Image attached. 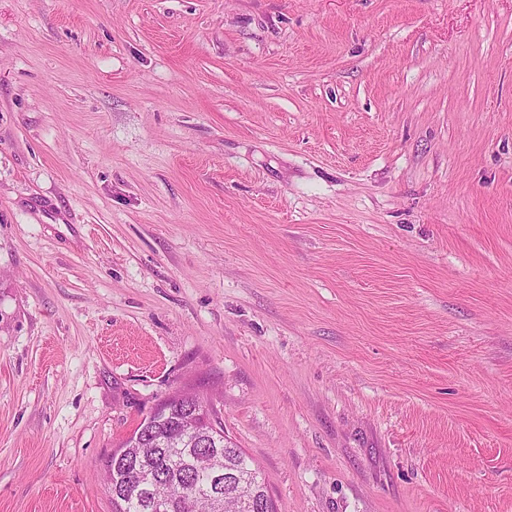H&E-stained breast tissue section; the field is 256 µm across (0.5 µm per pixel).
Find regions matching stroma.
<instances>
[{"label":"stroma","mask_w":512,"mask_h":512,"mask_svg":"<svg viewBox=\"0 0 512 512\" xmlns=\"http://www.w3.org/2000/svg\"><path fill=\"white\" fill-rule=\"evenodd\" d=\"M186 388L278 512H512V0H0V512Z\"/></svg>","instance_id":"1"}]
</instances>
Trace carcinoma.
<instances>
[{
  "instance_id": "obj_1",
  "label": "carcinoma",
  "mask_w": 512,
  "mask_h": 512,
  "mask_svg": "<svg viewBox=\"0 0 512 512\" xmlns=\"http://www.w3.org/2000/svg\"><path fill=\"white\" fill-rule=\"evenodd\" d=\"M202 404L201 399L172 403L145 444L154 447L153 453L136 464L109 459L107 480L125 491L124 498H113L115 512H198L194 502L213 494L223 497V512H256L241 509L242 499L258 504L268 498L259 469L242 449L224 437L204 443L192 434L191 420L201 413ZM137 464L156 475L160 491L170 493L166 510H158L150 489L138 484Z\"/></svg>"
}]
</instances>
